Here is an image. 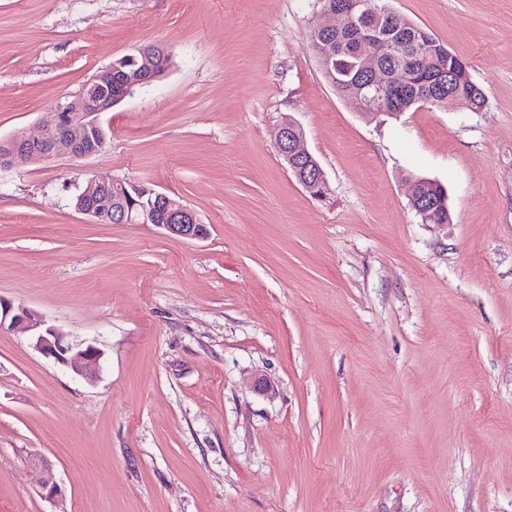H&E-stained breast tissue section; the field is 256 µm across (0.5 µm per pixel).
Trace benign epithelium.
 <instances>
[{"label":"benign epithelium","mask_w":512,"mask_h":512,"mask_svg":"<svg viewBox=\"0 0 512 512\" xmlns=\"http://www.w3.org/2000/svg\"><path fill=\"white\" fill-rule=\"evenodd\" d=\"M324 13L334 18V23L319 27L309 35L308 47L327 74L331 73L330 61L322 51L321 40L354 23L351 11L341 4L319 0ZM141 66L134 75L122 76L125 82L123 96L133 94L135 87L156 80L153 73L154 53L139 48ZM379 52L358 54L359 68L371 76L372 84L382 89L403 88L410 73L416 69L414 63L385 67L378 64ZM115 70L107 65L80 88L60 101L40 123L36 137L23 133L0 139V166L8 167L17 158L32 162H46L67 156L83 159L102 151L108 138V126L102 116L115 107L112 100V80ZM277 147L290 172L300 184L315 196L326 184L324 171L313 161L306 145L302 127L292 118L286 117L279 126ZM307 163L311 171L304 170L300 163ZM424 179L413 180L409 185L411 208L426 222H437L439 204L427 201L419 191ZM127 187L123 179H101L90 177L80 190L76 210L90 221L101 224L115 220L120 224H152L165 234L184 239H204L207 227L197 213L179 199L153 187L146 190L148 202L135 207L127 201ZM8 331L30 337L35 349L47 358L70 367L81 379L92 382L101 371L102 351L92 344L83 346L66 341L65 334L57 327L47 324L37 312L24 306H16L0 297V332ZM29 464L40 474L39 494L53 505L63 501L65 493L56 479L52 465L37 452L27 455Z\"/></svg>","instance_id":"7a95c632"}]
</instances>
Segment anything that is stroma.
I'll return each instance as SVG.
<instances>
[{
  "mask_svg": "<svg viewBox=\"0 0 512 512\" xmlns=\"http://www.w3.org/2000/svg\"><path fill=\"white\" fill-rule=\"evenodd\" d=\"M386 3L481 110L360 115L307 47L317 0H0V138L142 45L173 59L100 153L0 170V297L104 353L89 384L0 334V512H53L30 451L65 512H512V0ZM90 176L179 197L207 238L89 222ZM420 177L448 223L411 208ZM277 147L290 172L311 195L317 196L319 188L322 191L326 184L324 171L319 164L313 161L302 127L290 117H285L279 126ZM305 161H308V168L314 166L311 173L299 165ZM29 464L40 474L39 491L40 496L53 505L63 501L65 493L61 484L56 479L52 465L37 452H30L27 455Z\"/></svg>",
  "mask_w": 512,
  "mask_h": 512,
  "instance_id": "stroma-1",
  "label": "stroma"
}]
</instances>
